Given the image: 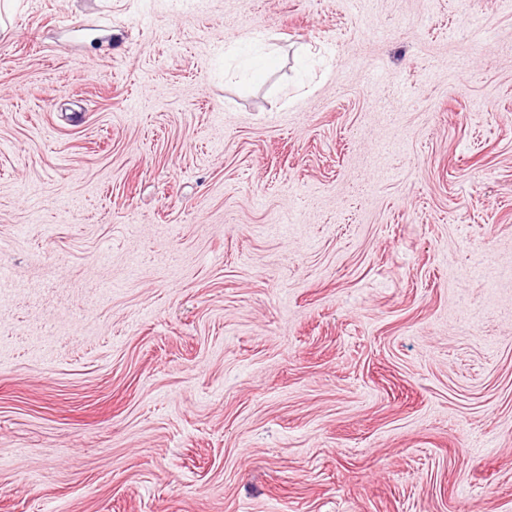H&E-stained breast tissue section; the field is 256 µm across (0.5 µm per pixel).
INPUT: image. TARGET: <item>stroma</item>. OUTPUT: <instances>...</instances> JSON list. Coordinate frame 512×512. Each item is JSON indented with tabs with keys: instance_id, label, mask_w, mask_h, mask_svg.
I'll use <instances>...</instances> for the list:
<instances>
[{
	"instance_id": "35a3bbf8",
	"label": "stroma",
	"mask_w": 512,
	"mask_h": 512,
	"mask_svg": "<svg viewBox=\"0 0 512 512\" xmlns=\"http://www.w3.org/2000/svg\"><path fill=\"white\" fill-rule=\"evenodd\" d=\"M5 24L0 512H512V8Z\"/></svg>"
}]
</instances>
